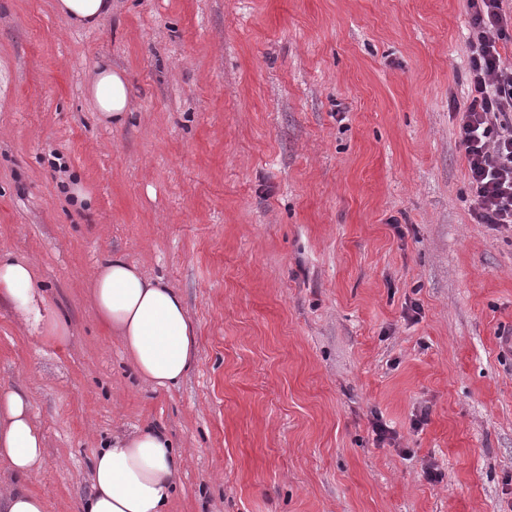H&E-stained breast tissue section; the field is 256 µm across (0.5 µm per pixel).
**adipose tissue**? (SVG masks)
I'll use <instances>...</instances> for the list:
<instances>
[{"label": "adipose tissue", "mask_w": 512, "mask_h": 512, "mask_svg": "<svg viewBox=\"0 0 512 512\" xmlns=\"http://www.w3.org/2000/svg\"><path fill=\"white\" fill-rule=\"evenodd\" d=\"M91 93L105 122L122 123L128 109V84L110 63L96 67ZM91 298L110 331L120 336L126 355L141 379L156 389L177 384L196 352V336L181 297L141 274L119 255L99 266ZM0 298L25 324L44 326L47 339L66 340L58 323H44L31 265L0 261ZM43 461V436L33 405L21 389L0 390V465L30 477ZM179 456L162 433L142 430L114 439L93 459V492L85 512H166L177 483Z\"/></svg>", "instance_id": "ef3b65f1"}]
</instances>
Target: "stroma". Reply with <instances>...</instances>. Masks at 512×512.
I'll list each match as a JSON object with an SVG mask.
<instances>
[{
	"instance_id": "stroma-1",
	"label": "stroma",
	"mask_w": 512,
	"mask_h": 512,
	"mask_svg": "<svg viewBox=\"0 0 512 512\" xmlns=\"http://www.w3.org/2000/svg\"><path fill=\"white\" fill-rule=\"evenodd\" d=\"M468 30L465 0H112L94 27L0 0V254L67 335L0 302L47 512H82L95 453L147 427L181 459L170 512H512V228L469 212ZM114 253L185 303L170 388L91 301ZM91 93L105 122H123L128 109V84L122 74L112 70L110 63L102 62L97 65Z\"/></svg>"
}]
</instances>
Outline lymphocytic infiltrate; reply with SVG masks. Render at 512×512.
Masks as SVG:
<instances>
[{
  "label": "lymphocytic infiltrate",
  "instance_id": "f902f5d3",
  "mask_svg": "<svg viewBox=\"0 0 512 512\" xmlns=\"http://www.w3.org/2000/svg\"><path fill=\"white\" fill-rule=\"evenodd\" d=\"M505 0H467L468 91L458 126L475 223L512 224V64L498 48L512 42Z\"/></svg>",
  "mask_w": 512,
  "mask_h": 512
}]
</instances>
